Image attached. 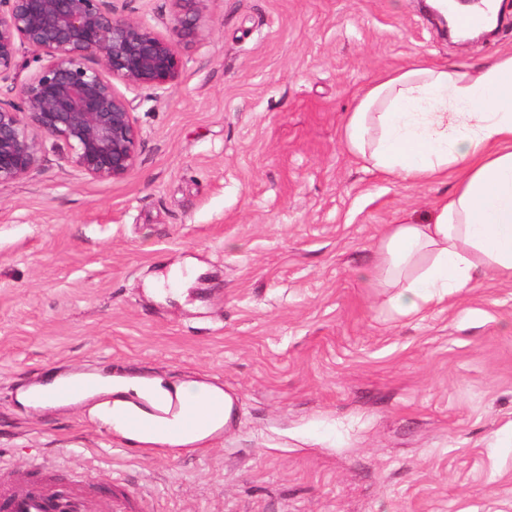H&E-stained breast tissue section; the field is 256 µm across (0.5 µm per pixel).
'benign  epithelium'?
I'll use <instances>...</instances> for the list:
<instances>
[{"instance_id": "7a95c632", "label": "benign epithelium", "mask_w": 512, "mask_h": 512, "mask_svg": "<svg viewBox=\"0 0 512 512\" xmlns=\"http://www.w3.org/2000/svg\"><path fill=\"white\" fill-rule=\"evenodd\" d=\"M171 2L162 35L108 0H0V84L11 96L0 100V184L27 177L49 150L92 180L135 170L141 130L127 93L159 96L179 82L178 47L200 39L209 0ZM21 46L40 65L19 84Z\"/></svg>"}]
</instances>
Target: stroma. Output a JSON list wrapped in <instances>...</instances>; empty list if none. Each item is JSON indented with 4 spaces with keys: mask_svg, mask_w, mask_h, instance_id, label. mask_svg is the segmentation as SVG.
I'll list each match as a JSON object with an SVG mask.
<instances>
[{
    "mask_svg": "<svg viewBox=\"0 0 512 512\" xmlns=\"http://www.w3.org/2000/svg\"><path fill=\"white\" fill-rule=\"evenodd\" d=\"M442 36L425 0H209L180 80L134 99L138 162L85 178L49 152L0 185V471L124 480L146 512H512V281L398 315L388 225L452 183L364 167L342 129L420 59L512 53ZM167 33L170 0H111ZM221 387L223 428L130 452L89 402L18 400L42 373Z\"/></svg>",
    "mask_w": 512,
    "mask_h": 512,
    "instance_id": "obj_1",
    "label": "stroma"
}]
</instances>
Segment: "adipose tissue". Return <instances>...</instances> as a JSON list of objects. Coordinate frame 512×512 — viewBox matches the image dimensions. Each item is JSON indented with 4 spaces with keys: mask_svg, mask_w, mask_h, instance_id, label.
Returning <instances> with one entry per match:
<instances>
[{
    "mask_svg": "<svg viewBox=\"0 0 512 512\" xmlns=\"http://www.w3.org/2000/svg\"><path fill=\"white\" fill-rule=\"evenodd\" d=\"M343 140L365 168L415 183L457 173L426 223L390 225L375 279L401 314L471 287L477 271L512 280V55L468 75L417 63L360 98Z\"/></svg>",
    "mask_w": 512,
    "mask_h": 512,
    "instance_id": "adipose-tissue-1",
    "label": "adipose tissue"
}]
</instances>
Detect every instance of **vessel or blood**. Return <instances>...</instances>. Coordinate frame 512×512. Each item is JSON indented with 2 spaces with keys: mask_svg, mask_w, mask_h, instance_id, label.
Returning a JSON list of instances; mask_svg holds the SVG:
<instances>
[{
  "mask_svg": "<svg viewBox=\"0 0 512 512\" xmlns=\"http://www.w3.org/2000/svg\"><path fill=\"white\" fill-rule=\"evenodd\" d=\"M94 386V381L82 374L63 382L51 377L38 380L33 397L38 401L71 400L84 396ZM204 416L201 404L175 393L165 411L152 408L142 398L128 400L119 424L132 436H169L193 431ZM141 508V502L132 491L119 485L102 487L96 478L88 475L77 481L59 483L49 465L23 479L0 474V512H140Z\"/></svg>",
  "mask_w": 512,
  "mask_h": 512,
  "instance_id": "1",
  "label": "vessel or blood"
}]
</instances>
